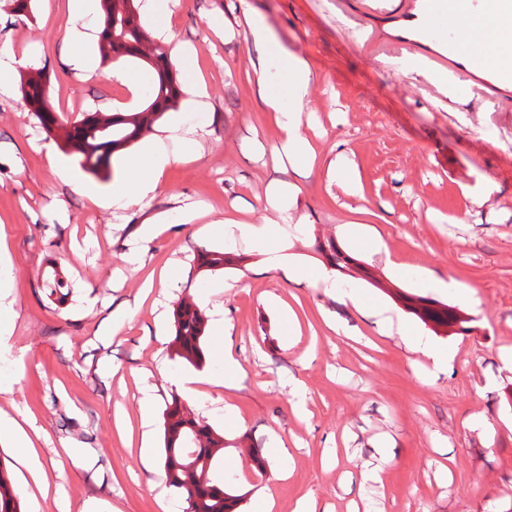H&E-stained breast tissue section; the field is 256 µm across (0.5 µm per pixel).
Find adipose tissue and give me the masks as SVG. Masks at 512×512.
Listing matches in <instances>:
<instances>
[{"instance_id": "adipose-tissue-1", "label": "adipose tissue", "mask_w": 512, "mask_h": 512, "mask_svg": "<svg viewBox=\"0 0 512 512\" xmlns=\"http://www.w3.org/2000/svg\"><path fill=\"white\" fill-rule=\"evenodd\" d=\"M245 19L255 52L251 65L256 76L257 93L265 109L273 112L276 119L277 152L287 159L291 167H313L316 154L301 130L302 114L313 83L310 66L306 59L289 52L262 18L249 13ZM178 160V154L169 152L162 142H155L147 148L144 157L128 159L126 178L113 185L111 193L108 194L79 181L67 168L59 166L55 172L63 181L74 185L92 204L103 208H120L140 205L153 199L165 170ZM268 252L271 267L278 270L286 281H308L326 288L339 298L352 302L357 300V291L339 288L330 271L312 273L294 263L286 254L284 244H275L269 247ZM366 312L374 318L380 334H399L411 350L421 353L428 360L432 370L447 366L451 359L450 353L401 326L387 310L370 305ZM1 437L11 442L16 459L25 469L32 484L33 492L47 496L50 491L47 472L24 426L16 419L0 413Z\"/></svg>"}]
</instances>
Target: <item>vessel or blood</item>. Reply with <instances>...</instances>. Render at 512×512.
<instances>
[{"mask_svg": "<svg viewBox=\"0 0 512 512\" xmlns=\"http://www.w3.org/2000/svg\"><path fill=\"white\" fill-rule=\"evenodd\" d=\"M330 14L358 32L360 49L379 61L409 58L429 47L428 67L434 82L427 96L442 97L447 76L458 91L481 100L497 112H512V56L491 65L475 58L473 45L493 28H512V0H329ZM393 19L399 32L388 35L369 26L368 18Z\"/></svg>", "mask_w": 512, "mask_h": 512, "instance_id": "b4317fda", "label": "vessel or blood"}]
</instances>
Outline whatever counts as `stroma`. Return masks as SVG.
Listing matches in <instances>:
<instances>
[{
  "instance_id": "35a3bbf8",
  "label": "stroma",
  "mask_w": 512,
  "mask_h": 512,
  "mask_svg": "<svg viewBox=\"0 0 512 512\" xmlns=\"http://www.w3.org/2000/svg\"><path fill=\"white\" fill-rule=\"evenodd\" d=\"M64 2L37 0L30 19L0 6V44L20 43L30 67L46 72L52 105L64 91L78 102L61 108L65 121L142 105L137 64H121L119 80L107 78L94 52L89 75L69 64ZM246 7L313 70L302 116L317 154L311 171L295 173L275 156V117L246 77L243 34L213 35V25L242 24ZM170 9L177 42L193 52L178 63L179 78H204L209 106L174 110L155 126L169 151L193 159L170 166L149 203L92 205L55 175L51 160L78 163L25 110L20 90L0 95V226L14 300L0 360V374L14 383L0 393V410L24 422L53 488L68 497L70 512H83L90 499L101 512H163L152 485L165 479L163 413L176 389L159 371L223 373L215 353L229 339L241 367L232 385L204 386L185 404L223 433L225 462L213 478L242 495L241 512H252L263 488L276 499L274 512H292L302 496L319 512H512V371L500 359L512 348V116L461 96L445 110L430 103L419 91L424 75L365 57L320 0H171ZM338 148L358 171L363 198L328 177ZM276 181L300 188L286 222L265 203ZM467 187L484 192L482 204L465 198ZM190 208L265 226L274 240L289 237L310 270L326 268L320 248L335 242L370 274L348 281L364 304L390 308L448 347L447 368L427 375L425 358L400 336L380 335L361 306L267 270L263 247L196 236L185 221ZM350 222L379 233L386 252L350 239ZM158 223L167 231L148 236ZM135 247L142 261L127 264ZM203 249L240 261L202 272L194 258ZM55 271L69 282L63 301L45 286ZM430 273L453 278L472 299L431 288ZM162 274L165 285L140 299L142 284ZM404 292L455 306L465 330L424 324L404 308ZM182 300L223 307L232 326L208 325L200 370L171 358L173 309ZM124 303L129 317L111 333L112 311ZM334 318L348 335L330 328ZM293 382L306 390V416L295 411ZM148 386L157 398L145 449L139 401ZM120 414L129 431L117 429ZM382 445L390 458L382 483L361 484ZM253 448L265 468L252 462ZM276 470L287 479L269 481Z\"/></svg>"
}]
</instances>
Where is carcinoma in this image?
I'll return each instance as SVG.
<instances>
[{
    "mask_svg": "<svg viewBox=\"0 0 512 512\" xmlns=\"http://www.w3.org/2000/svg\"><path fill=\"white\" fill-rule=\"evenodd\" d=\"M102 31L97 43L105 63L135 62L145 71L150 89L144 104L124 112H85L71 125L60 121L47 93V76L36 70L21 74L20 90L26 109L38 120L48 137L64 142L80 167L95 176L108 174L111 159L149 132L169 111L177 108L182 84L168 49L151 37L139 15L138 0H99ZM17 17L31 18L35 0H6ZM157 47L158 62L144 58L143 44ZM330 264L340 272L350 270L355 258L331 242L322 248ZM195 262L204 271L215 272L235 262L219 250H201ZM405 307L439 325L455 320L447 305L424 297L403 294ZM174 357L202 366L207 319L196 304L182 301L173 311ZM163 468L169 486L186 495V512H235L241 496L212 480L224 456V436L196 419L180 398L173 397L164 411ZM0 512H20V499L8 474L0 469Z\"/></svg>",
    "mask_w": 512,
    "mask_h": 512,
    "instance_id": "carcinoma-1",
    "label": "carcinoma"
}]
</instances>
